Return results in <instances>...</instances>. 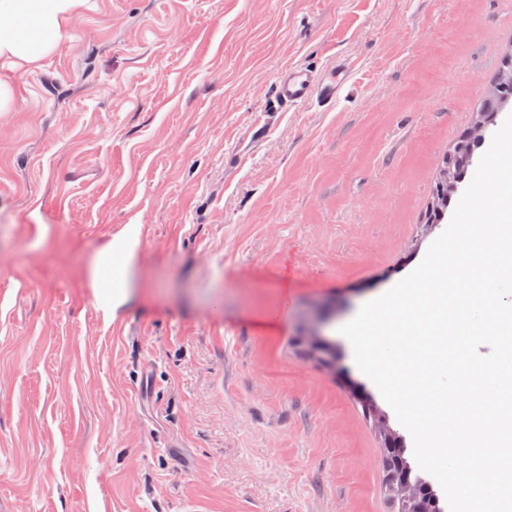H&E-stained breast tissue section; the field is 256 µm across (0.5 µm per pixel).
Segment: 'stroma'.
<instances>
[{"instance_id":"stroma-1","label":"stroma","mask_w":512,"mask_h":512,"mask_svg":"<svg viewBox=\"0 0 512 512\" xmlns=\"http://www.w3.org/2000/svg\"><path fill=\"white\" fill-rule=\"evenodd\" d=\"M0 112V512H389L381 438L309 357L408 275L512 0H88ZM348 58L335 108L287 67ZM104 317L88 263L128 230ZM350 76L351 63L346 59L335 60L322 71L291 67L278 75L277 94L288 110L314 103L331 108L345 90ZM138 247L139 238L135 233H129L123 237L111 239L103 244L90 267L89 275L92 288L96 291L97 288H100L98 282L100 267L114 254L121 255L125 274L131 272L135 264Z\"/></svg>"}]
</instances>
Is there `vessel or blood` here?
I'll return each mask as SVG.
<instances>
[{
    "mask_svg": "<svg viewBox=\"0 0 512 512\" xmlns=\"http://www.w3.org/2000/svg\"><path fill=\"white\" fill-rule=\"evenodd\" d=\"M351 76V64L340 59L324 70L291 67L280 72L277 94L286 109L318 104L323 108L335 106Z\"/></svg>",
    "mask_w": 512,
    "mask_h": 512,
    "instance_id": "obj_1",
    "label": "vessel or blood"
}]
</instances>
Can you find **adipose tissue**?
I'll list each match as a JSON object with an SVG mask.
<instances>
[{
	"mask_svg": "<svg viewBox=\"0 0 512 512\" xmlns=\"http://www.w3.org/2000/svg\"><path fill=\"white\" fill-rule=\"evenodd\" d=\"M86 0H0V63L38 66L67 38Z\"/></svg>",
	"mask_w": 512,
	"mask_h": 512,
	"instance_id": "ef3b65f1",
	"label": "adipose tissue"
}]
</instances>
